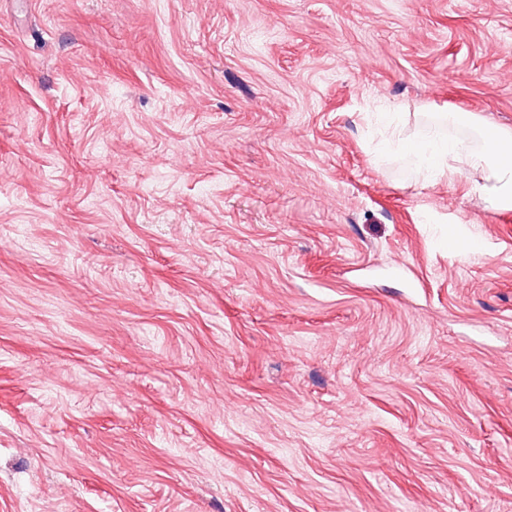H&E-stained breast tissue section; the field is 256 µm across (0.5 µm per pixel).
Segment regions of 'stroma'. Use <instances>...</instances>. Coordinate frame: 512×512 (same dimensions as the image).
I'll use <instances>...</instances> for the list:
<instances>
[{
	"instance_id": "35a3bbf8",
	"label": "stroma",
	"mask_w": 512,
	"mask_h": 512,
	"mask_svg": "<svg viewBox=\"0 0 512 512\" xmlns=\"http://www.w3.org/2000/svg\"><path fill=\"white\" fill-rule=\"evenodd\" d=\"M512 0H0V512H512ZM484 132L483 145L479 151L463 156L456 141L427 138L419 142L397 138V151L414 158L418 166L432 179H449L456 176L465 163L480 171L479 181L470 184V191L484 195L489 184L495 191L494 206L501 211L512 210V132L495 127L480 126Z\"/></svg>"
}]
</instances>
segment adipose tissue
<instances>
[{"label": "adipose tissue", "mask_w": 512, "mask_h": 512, "mask_svg": "<svg viewBox=\"0 0 512 512\" xmlns=\"http://www.w3.org/2000/svg\"><path fill=\"white\" fill-rule=\"evenodd\" d=\"M480 150L462 153L459 144L448 139L427 138L412 142L397 139V151L414 158L429 177L449 179L461 166L479 171V180L470 184L471 192L492 194L494 206L502 211L512 210V132L484 127Z\"/></svg>", "instance_id": "1"}]
</instances>
